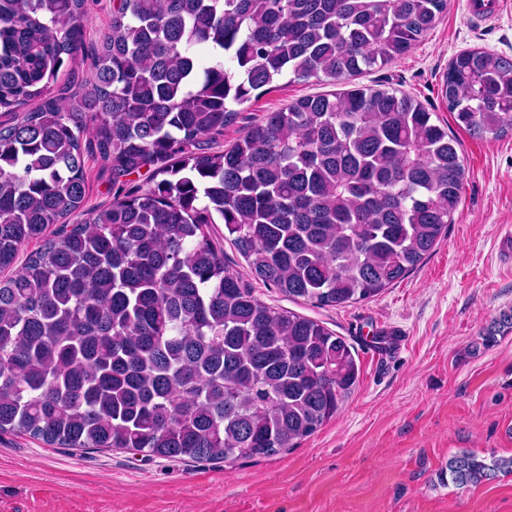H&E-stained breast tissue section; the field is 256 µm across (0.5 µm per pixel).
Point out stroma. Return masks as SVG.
<instances>
[{
	"label": "stroma",
	"mask_w": 512,
	"mask_h": 512,
	"mask_svg": "<svg viewBox=\"0 0 512 512\" xmlns=\"http://www.w3.org/2000/svg\"><path fill=\"white\" fill-rule=\"evenodd\" d=\"M465 2L448 0L413 49L354 80L412 97L461 145L466 180L448 234L403 280L366 301L318 307L256 280L223 225L209 227L258 299L352 346L359 379L336 415L296 447L230 465L52 448L0 433V512H512V473L465 488L437 476L463 451L512 456V331L483 339L512 313V265L500 250L512 233V136L471 135L442 94L457 53L482 48L512 59V7L477 21ZM333 90L324 80L280 79L225 127L223 142L296 99ZM386 325L404 342L380 361L362 340Z\"/></svg>",
	"instance_id": "35a3bbf8"
}]
</instances>
